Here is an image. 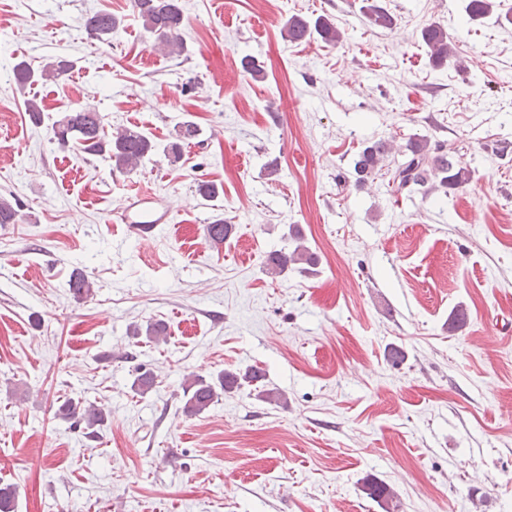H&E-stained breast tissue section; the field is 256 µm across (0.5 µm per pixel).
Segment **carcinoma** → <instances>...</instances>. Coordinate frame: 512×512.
I'll use <instances>...</instances> for the list:
<instances>
[{"instance_id":"carcinoma-1","label":"carcinoma","mask_w":512,"mask_h":512,"mask_svg":"<svg viewBox=\"0 0 512 512\" xmlns=\"http://www.w3.org/2000/svg\"><path fill=\"white\" fill-rule=\"evenodd\" d=\"M131 7L142 20L144 32L153 37L167 55L181 57L187 53L182 36L184 14L179 0H131ZM368 19L376 27L388 28L393 25L392 16L385 8L377 5L369 6ZM119 23L116 15L100 10L87 17L86 28L95 39L107 42ZM316 35L332 46L342 40L341 31L324 16H318L312 21L293 17L282 29V36L291 43L307 41ZM421 39L433 65H445L456 57L453 40L444 28L438 25L427 26L421 31ZM73 67L72 61L56 58L34 70L22 61L13 67V74L20 84H34L40 81H57ZM53 133L60 145L101 156L111 163L112 169L131 173L158 152L172 162L179 160L182 142L195 138L199 129L195 122L187 120L180 126L176 140L161 147L145 131L136 127H125L109 134L105 132L98 113L75 105L54 122ZM389 153L391 145L387 140L366 143L352 160L350 175L354 179V185L364 186L369 178L381 171ZM401 156L402 159L397 162L392 176L396 193L421 190L426 195L439 188L447 193L459 188L466 180L465 168L459 166V161L454 156L447 152L431 154L428 141L424 139L408 140ZM19 217V209L8 198L0 197V224H15ZM232 231L233 225L224 223V219L220 217L215 218L207 225L210 247L216 250L222 248ZM288 235L294 242V247L288 252L280 250L269 256L268 273L272 275H286L289 268L298 264L312 267L317 263L314 253L304 245L300 235L293 231L288 232ZM70 290L75 297L86 298L93 292V282L84 274L78 273L70 280ZM132 335H144L158 343L166 338L167 330L161 323L150 322L144 328H134ZM263 379L264 373L256 367L242 372L224 371L209 379L199 375L188 377L183 383L184 409L190 415H199L209 409L219 395L233 389L254 386ZM58 412L66 418L85 422L89 428L104 423L102 410L81 399H65L58 407ZM365 490L367 495L382 506L384 512L394 510L395 493L389 485L373 480L366 483Z\"/></svg>"}]
</instances>
